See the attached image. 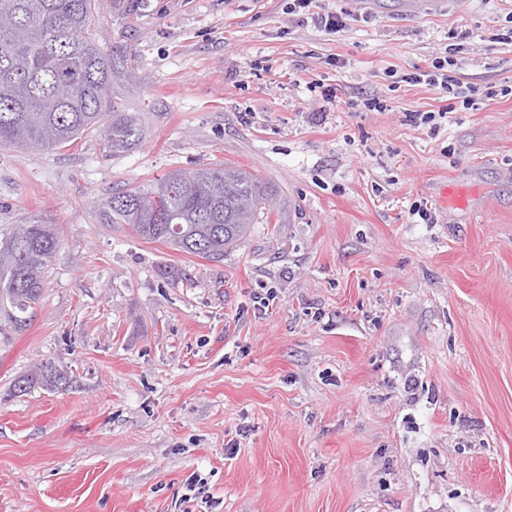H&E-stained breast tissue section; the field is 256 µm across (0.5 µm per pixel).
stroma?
<instances>
[{"mask_svg": "<svg viewBox=\"0 0 512 512\" xmlns=\"http://www.w3.org/2000/svg\"><path fill=\"white\" fill-rule=\"evenodd\" d=\"M289 3L97 0L142 142L0 149V225L60 239L0 337V512H512V0ZM451 43L473 107L408 122L450 96L392 73ZM215 163L279 215L223 261L98 223ZM42 360L67 384L13 395Z\"/></svg>", "mask_w": 512, "mask_h": 512, "instance_id": "35a3bbf8", "label": "stroma"}]
</instances>
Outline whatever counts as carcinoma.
<instances>
[{
  "mask_svg": "<svg viewBox=\"0 0 512 512\" xmlns=\"http://www.w3.org/2000/svg\"><path fill=\"white\" fill-rule=\"evenodd\" d=\"M95 0H0V146L62 149L104 132L113 151L129 150L143 130L112 111L99 90L111 87L112 58L90 29ZM72 77L73 92L55 94ZM273 190L251 173L215 164L174 170L146 185L112 194L100 205L102 224H129L142 239L219 262L255 224L271 223ZM59 247L54 225L29 220L0 229V318L20 331L43 293ZM67 377L47 361L14 383L57 388Z\"/></svg>",
  "mask_w": 512,
  "mask_h": 512,
  "instance_id": "obj_1",
  "label": "carcinoma"
}]
</instances>
